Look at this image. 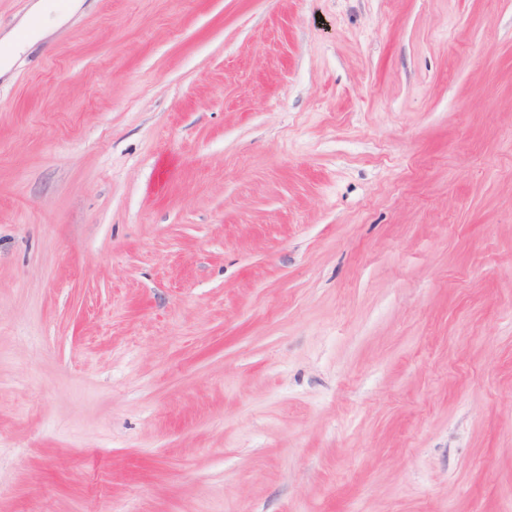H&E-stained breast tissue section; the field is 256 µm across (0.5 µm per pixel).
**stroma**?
<instances>
[{
  "instance_id": "stroma-1",
  "label": "stroma",
  "mask_w": 512,
  "mask_h": 512,
  "mask_svg": "<svg viewBox=\"0 0 512 512\" xmlns=\"http://www.w3.org/2000/svg\"><path fill=\"white\" fill-rule=\"evenodd\" d=\"M50 2L0 512H512V0Z\"/></svg>"
}]
</instances>
